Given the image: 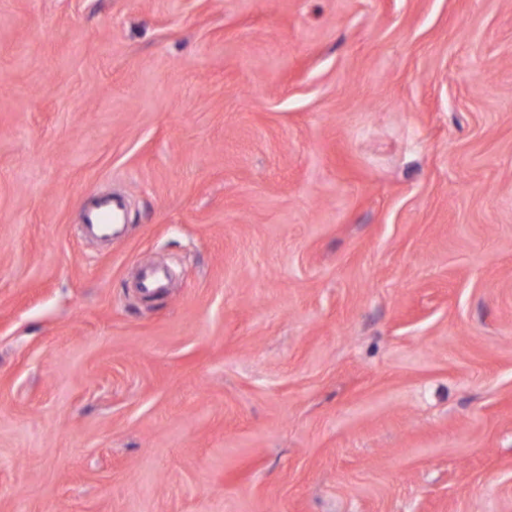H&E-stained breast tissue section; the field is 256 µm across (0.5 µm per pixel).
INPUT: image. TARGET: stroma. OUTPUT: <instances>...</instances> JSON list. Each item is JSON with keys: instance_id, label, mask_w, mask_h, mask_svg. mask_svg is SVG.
Wrapping results in <instances>:
<instances>
[{"instance_id": "obj_1", "label": "stroma", "mask_w": 512, "mask_h": 512, "mask_svg": "<svg viewBox=\"0 0 512 512\" xmlns=\"http://www.w3.org/2000/svg\"><path fill=\"white\" fill-rule=\"evenodd\" d=\"M0 512H512V0H0ZM121 205L114 198L103 199L94 209L86 212L84 224L92 230L112 235V224L119 223V212Z\"/></svg>"}]
</instances>
